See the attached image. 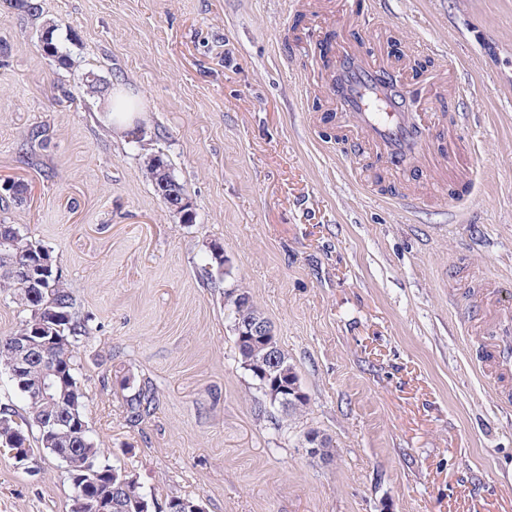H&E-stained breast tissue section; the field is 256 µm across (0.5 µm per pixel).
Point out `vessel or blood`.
<instances>
[{
  "label": "vessel or blood",
  "mask_w": 512,
  "mask_h": 512,
  "mask_svg": "<svg viewBox=\"0 0 512 512\" xmlns=\"http://www.w3.org/2000/svg\"><path fill=\"white\" fill-rule=\"evenodd\" d=\"M338 86L333 93L336 110L345 128L356 130L373 144L380 162L397 177H404L409 163L432 155L434 141L420 137L402 111L397 97L382 85V67L346 45L336 50ZM484 371L512 372V307L504 306L492 326L482 328Z\"/></svg>",
  "instance_id": "b4317fda"
}]
</instances>
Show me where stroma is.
<instances>
[{
    "label": "stroma",
    "mask_w": 512,
    "mask_h": 512,
    "mask_svg": "<svg viewBox=\"0 0 512 512\" xmlns=\"http://www.w3.org/2000/svg\"><path fill=\"white\" fill-rule=\"evenodd\" d=\"M0 0V221L52 250L87 334L84 416L164 512H512V378L463 326L480 281L512 303V0ZM69 61L44 54L46 23ZM387 59L418 108L466 119L454 166L384 192L370 145L336 139L318 46ZM423 64L422 76L413 67ZM129 85L120 135L82 75ZM456 76L468 94L449 99ZM165 154L186 222L147 178ZM472 173L460 216L448 185ZM227 270L212 279L211 246ZM274 327L308 402L284 414L239 362L229 292ZM153 397L136 422L128 403ZM317 430L333 457L312 458ZM64 464L0 453V512H71Z\"/></svg>",
    "instance_id": "stroma-1"
}]
</instances>
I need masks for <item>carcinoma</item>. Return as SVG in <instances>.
Here are the masks:
<instances>
[{"label":"carcinoma","instance_id":"1","mask_svg":"<svg viewBox=\"0 0 512 512\" xmlns=\"http://www.w3.org/2000/svg\"><path fill=\"white\" fill-rule=\"evenodd\" d=\"M59 25L51 23L43 28L42 50L48 55L57 58L61 63L68 61L69 55L64 51L62 43L58 40ZM146 174L156 191L173 210L181 213L187 221L192 220L191 208L183 206L186 197L183 185L178 183L171 171V163L164 154H158L146 163ZM9 239L15 242V247L7 250L0 248V292L7 291L18 300L21 305L30 307L28 289L12 279L10 264L16 255H24L41 250L52 256V252L40 244L30 241L22 235L13 224L0 223V239ZM41 290V305L48 311H56L63 315L60 335L65 340L54 346L46 360H38L31 364L28 375L36 377L48 367L61 366L72 378L71 392L78 402L77 414L80 422L73 426L64 427L54 434L53 438L45 437L39 429L41 418L54 413H70L69 406L61 400L37 401L27 395L24 389L26 378H14L16 386L26 405V415L20 417L12 408H0V444L14 439L20 440L24 448L30 447L29 432L37 430V442L43 448H56L74 456L76 469L69 473L72 484L80 485L79 476L83 474V467L89 463L98 469L99 475L94 483L86 487L92 496H101L107 492L112 493V505L106 512H151V504L145 494L140 491L137 481L129 475L119 471L102 459V452L95 445L89 434V429L83 415V392L75 379L74 349L81 337L85 336L86 329L82 321L73 313L74 299L72 293L61 279L60 273H55L39 284ZM231 305L233 322L243 324L248 321L263 318L262 313L250 300L249 296L232 294L228 298ZM271 338L253 336H235L241 364L259 382V388L269 403L277 404L274 396L279 395L286 387L299 384V378L294 367L288 361L285 353H280V361L275 369L268 370L267 374L260 376L255 368L263 367V357L266 346Z\"/></svg>","mask_w":512,"mask_h":512}]
</instances>
